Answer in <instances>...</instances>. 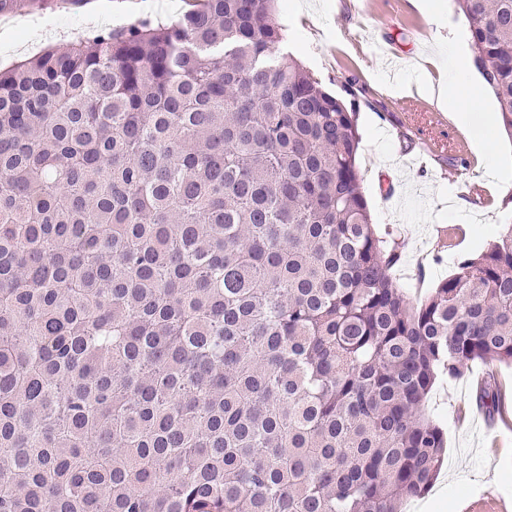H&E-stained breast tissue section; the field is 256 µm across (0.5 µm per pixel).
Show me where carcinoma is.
<instances>
[{"instance_id": "carcinoma-1", "label": "carcinoma", "mask_w": 512, "mask_h": 512, "mask_svg": "<svg viewBox=\"0 0 512 512\" xmlns=\"http://www.w3.org/2000/svg\"><path fill=\"white\" fill-rule=\"evenodd\" d=\"M455 3L512 137V0ZM273 4L0 71V512H401L444 462L437 378L512 365V225L407 300L352 83Z\"/></svg>"}]
</instances>
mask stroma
I'll list each match as a JSON object with an SVG mask.
<instances>
[{
	"label": "stroma",
	"mask_w": 512,
	"mask_h": 512,
	"mask_svg": "<svg viewBox=\"0 0 512 512\" xmlns=\"http://www.w3.org/2000/svg\"><path fill=\"white\" fill-rule=\"evenodd\" d=\"M170 2L161 8L157 0H13L0 12V68L32 56L17 47L25 37L19 21L47 22L54 29L48 46L63 51L101 33V26L86 24L88 14L112 16L120 28L142 18L168 23L190 6V0ZM275 9L289 52L330 91L344 79L364 88L356 100V162L373 229L402 245L393 275L406 296L427 295L512 225V186L487 185L490 175L512 170V138L498 131L495 158L478 155L485 116L498 112L493 94L484 92L485 110L473 111L462 128L420 89L430 80L455 79L447 37L467 43L465 17L452 0H440L432 12L411 0H277ZM473 181L485 184L483 198L455 207ZM481 378L503 385L502 416L477 409ZM428 407L445 430L448 461L403 512H512V366L469 365L435 384Z\"/></svg>",
	"instance_id": "1"
}]
</instances>
